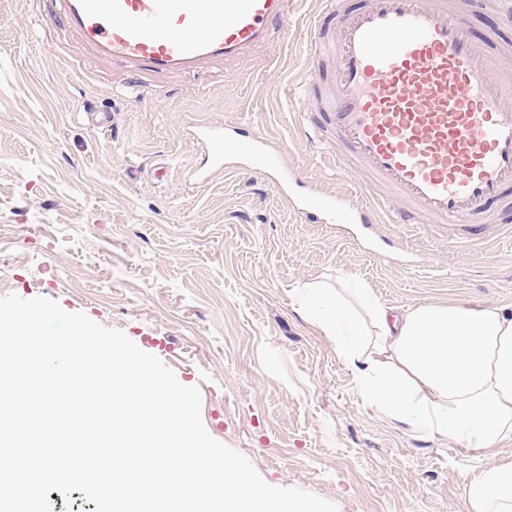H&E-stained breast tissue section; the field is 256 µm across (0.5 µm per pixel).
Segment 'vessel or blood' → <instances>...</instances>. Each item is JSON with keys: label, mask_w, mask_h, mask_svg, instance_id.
Returning a JSON list of instances; mask_svg holds the SVG:
<instances>
[{"label": "vessel or blood", "mask_w": 512, "mask_h": 512, "mask_svg": "<svg viewBox=\"0 0 512 512\" xmlns=\"http://www.w3.org/2000/svg\"><path fill=\"white\" fill-rule=\"evenodd\" d=\"M69 22L102 53L156 72L243 58L272 31L287 32L291 0H66ZM470 0H318L308 51L335 70L329 90L313 76L296 112L340 171L383 186L348 200L344 220L372 228L406 214L460 233L512 224V67L473 33ZM208 153L195 184L224 171L221 125L195 130ZM322 193L294 203L334 210Z\"/></svg>", "instance_id": "obj_1"}]
</instances>
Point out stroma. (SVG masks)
<instances>
[{"mask_svg": "<svg viewBox=\"0 0 512 512\" xmlns=\"http://www.w3.org/2000/svg\"><path fill=\"white\" fill-rule=\"evenodd\" d=\"M308 10L273 53L145 73L86 45L62 0H0V296L51 298L123 331L199 386L209 434L271 485L338 512H466L489 453L420 437L362 401L290 292L340 274L398 311L512 306V238L479 224L492 244L461 249L438 224H311L253 168L192 183L207 158L193 132L210 123L281 145L292 195L350 197L364 183L324 164L288 108L289 83L334 77L304 53Z\"/></svg>", "mask_w": 512, "mask_h": 512, "instance_id": "obj_1", "label": "stroma"}]
</instances>
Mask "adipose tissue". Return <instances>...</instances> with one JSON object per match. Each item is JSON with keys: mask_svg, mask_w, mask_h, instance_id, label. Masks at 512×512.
Returning <instances> with one entry per match:
<instances>
[{"mask_svg": "<svg viewBox=\"0 0 512 512\" xmlns=\"http://www.w3.org/2000/svg\"><path fill=\"white\" fill-rule=\"evenodd\" d=\"M294 304L336 343L354 388L385 418L493 458L465 488L467 512H512V306L418 305L395 311L338 279L298 285Z\"/></svg>", "mask_w": 512, "mask_h": 512, "instance_id": "adipose-tissue-1", "label": "adipose tissue"}]
</instances>
